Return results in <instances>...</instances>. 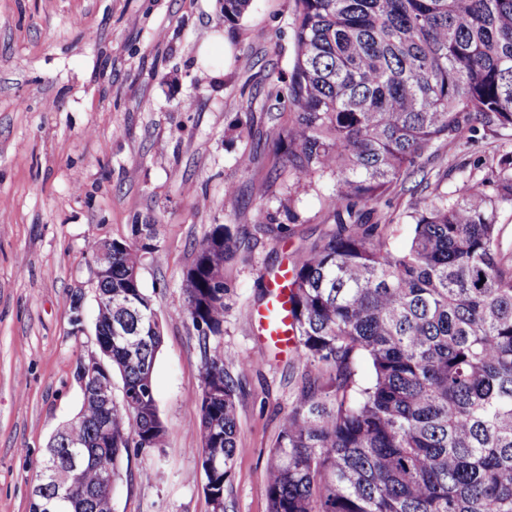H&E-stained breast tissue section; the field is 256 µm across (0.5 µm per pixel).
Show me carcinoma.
I'll return each mask as SVG.
<instances>
[{
  "label": "carcinoma",
  "mask_w": 512,
  "mask_h": 512,
  "mask_svg": "<svg viewBox=\"0 0 512 512\" xmlns=\"http://www.w3.org/2000/svg\"><path fill=\"white\" fill-rule=\"evenodd\" d=\"M287 161L297 183L333 182L336 230L298 252L290 282L298 358L315 369L283 417L266 470L269 512H512V259L499 242L512 209V149L480 180L462 178L407 213L409 247L364 221L377 201L419 171L435 143L483 129L512 132V0H297ZM250 0H224L234 24ZM235 245L228 224L195 243L183 274V314L207 328L202 392L193 410L200 462L224 498L237 451V391L224 352L228 288L216 281ZM157 249L153 224L112 240V337L94 382L112 402V443L89 399L84 424L64 425L43 470L83 459L67 512H113L99 492L130 449L161 447L153 374L162 330L141 274ZM372 379L362 385L357 364ZM112 453V473L103 458Z\"/></svg>",
  "instance_id": "obj_1"
}]
</instances>
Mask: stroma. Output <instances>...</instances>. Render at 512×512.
<instances>
[{"label":"stroma","mask_w":512,"mask_h":512,"mask_svg":"<svg viewBox=\"0 0 512 512\" xmlns=\"http://www.w3.org/2000/svg\"><path fill=\"white\" fill-rule=\"evenodd\" d=\"M222 0H0V512H30L40 464L83 394L97 303L88 242L157 227L142 285L162 326L154 384L164 438L119 462L114 512H212L192 410L198 333L182 315L183 273L211 225H232L218 345L239 381L226 512H268L265 474L306 372L296 353H259L267 285L335 230L330 183L296 186L279 143L288 103H270L295 63L297 0H252L235 24ZM252 114L251 128L239 118ZM498 141L477 131L422 159L429 186L366 204L410 243L416 200L483 175ZM248 366H239V359Z\"/></svg>","instance_id":"1"}]
</instances>
